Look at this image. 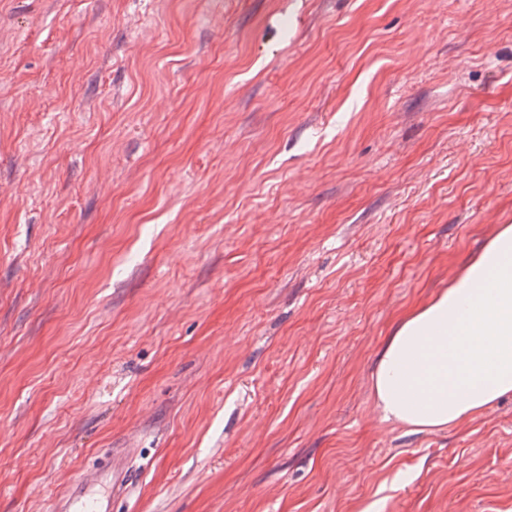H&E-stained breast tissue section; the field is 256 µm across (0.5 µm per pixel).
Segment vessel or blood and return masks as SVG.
Segmentation results:
<instances>
[{"instance_id":"1","label":"vessel or blood","mask_w":512,"mask_h":512,"mask_svg":"<svg viewBox=\"0 0 512 512\" xmlns=\"http://www.w3.org/2000/svg\"><path fill=\"white\" fill-rule=\"evenodd\" d=\"M135 454L132 448L111 449L104 463L84 469L53 496L51 512H112L113 503L128 497L135 484Z\"/></svg>"}]
</instances>
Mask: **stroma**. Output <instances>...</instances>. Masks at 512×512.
Listing matches in <instances>:
<instances>
[{
	"mask_svg": "<svg viewBox=\"0 0 512 512\" xmlns=\"http://www.w3.org/2000/svg\"><path fill=\"white\" fill-rule=\"evenodd\" d=\"M512 225V0H0V512H512V398L382 422ZM136 448H111L107 460L84 469L67 488L52 497V512H112V503L128 497L136 474Z\"/></svg>",
	"mask_w": 512,
	"mask_h": 512,
	"instance_id": "obj_1",
	"label": "stroma"
}]
</instances>
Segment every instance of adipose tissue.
Returning <instances> with one entry per match:
<instances>
[{
	"label": "adipose tissue",
	"instance_id": "obj_1",
	"mask_svg": "<svg viewBox=\"0 0 512 512\" xmlns=\"http://www.w3.org/2000/svg\"><path fill=\"white\" fill-rule=\"evenodd\" d=\"M382 421L438 432L512 395V225L400 318L370 376Z\"/></svg>",
	"mask_w": 512,
	"mask_h": 512
}]
</instances>
